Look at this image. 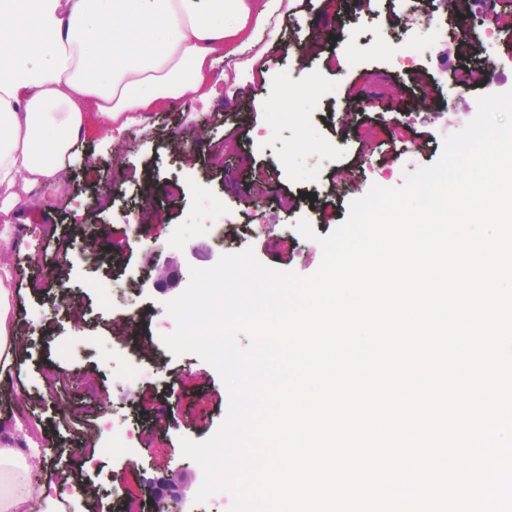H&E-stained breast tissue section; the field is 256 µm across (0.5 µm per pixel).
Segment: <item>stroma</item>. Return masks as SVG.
<instances>
[{"label": "stroma", "instance_id": "obj_1", "mask_svg": "<svg viewBox=\"0 0 512 512\" xmlns=\"http://www.w3.org/2000/svg\"><path fill=\"white\" fill-rule=\"evenodd\" d=\"M284 2L279 39L243 50L252 71L218 63L212 95L159 106L115 143L88 113L86 148L66 181L22 202L13 245L0 252L23 350L0 386V420L45 430L29 459L42 483L59 481L91 436L87 512H156L150 477L176 484L180 512H229L225 492L196 504L204 473L181 446L217 432L228 391L212 365L161 341L176 327L164 303L190 268L250 248L266 266L313 274L320 238L353 200L435 163L446 137L475 117L478 94L512 90L506 0L485 12L466 0H354L341 13L332 0ZM415 40L428 52L411 55ZM461 69L477 74L465 90L454 85ZM303 218L316 239L298 232ZM61 239L71 246L65 265L55 259ZM105 275L132 289L136 306H101L91 284ZM77 409L87 418L74 433L66 424ZM123 426L133 447L114 445Z\"/></svg>", "mask_w": 512, "mask_h": 512}]
</instances>
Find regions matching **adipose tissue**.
I'll list each match as a JSON object with an SVG mask.
<instances>
[{
  "instance_id": "adipose-tissue-1",
  "label": "adipose tissue",
  "mask_w": 512,
  "mask_h": 512,
  "mask_svg": "<svg viewBox=\"0 0 512 512\" xmlns=\"http://www.w3.org/2000/svg\"><path fill=\"white\" fill-rule=\"evenodd\" d=\"M283 0H0V251L16 208L60 181L85 146L87 107L108 125L205 90L220 60L259 45ZM12 276L0 266V376L20 355ZM35 432L0 421V512H73L82 489L30 488Z\"/></svg>"
}]
</instances>
